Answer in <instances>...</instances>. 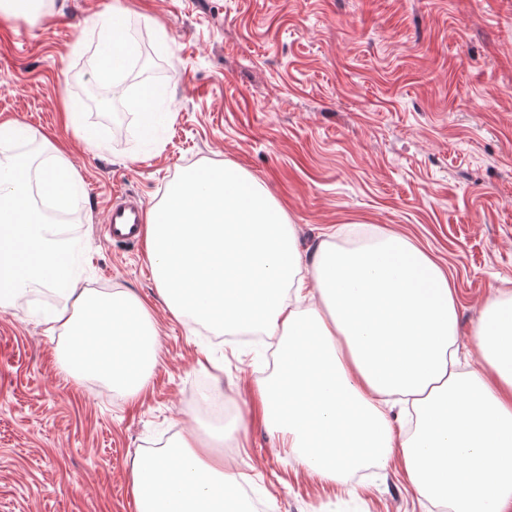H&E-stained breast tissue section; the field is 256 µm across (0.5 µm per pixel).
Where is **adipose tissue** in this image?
<instances>
[{"label":"adipose tissue","mask_w":512,"mask_h":512,"mask_svg":"<svg viewBox=\"0 0 512 512\" xmlns=\"http://www.w3.org/2000/svg\"><path fill=\"white\" fill-rule=\"evenodd\" d=\"M100 29L96 76L116 82L131 45L125 13ZM40 142L46 163L6 154ZM78 172L63 145L0 123V309L38 284L60 298L67 338L60 368L97 376L136 398L161 349L150 309L125 291L64 277L58 225L37 204L71 202ZM154 279L178 317L231 332L259 327L278 343L281 371L260 386L269 430L300 464L333 482L401 453L419 495L450 512H512V291L489 299L474 329L479 368L460 370L457 301L447 276L404 237L358 248L322 242L310 263L262 182L234 163L184 171L141 230ZM239 473L196 435L131 464L137 512H249Z\"/></svg>","instance_id":"obj_1"}]
</instances>
